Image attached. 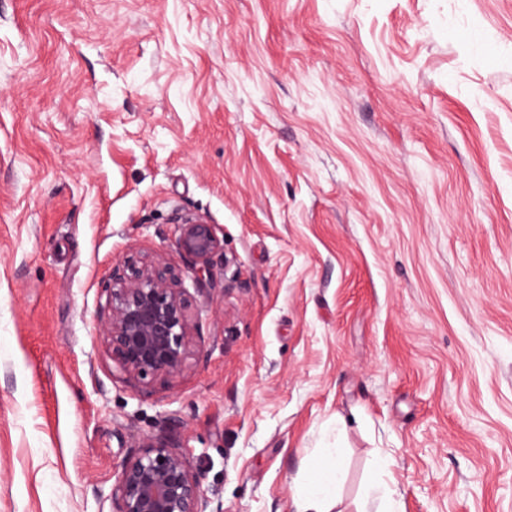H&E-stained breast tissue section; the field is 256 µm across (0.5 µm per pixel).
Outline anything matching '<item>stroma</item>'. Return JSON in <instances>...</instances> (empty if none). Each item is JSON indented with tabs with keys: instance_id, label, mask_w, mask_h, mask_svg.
<instances>
[{
	"instance_id": "stroma-1",
	"label": "stroma",
	"mask_w": 512,
	"mask_h": 512,
	"mask_svg": "<svg viewBox=\"0 0 512 512\" xmlns=\"http://www.w3.org/2000/svg\"><path fill=\"white\" fill-rule=\"evenodd\" d=\"M133 253L202 349L148 393L99 340ZM148 437L222 512L326 447L332 512H512V0H0V512H112ZM180 220V247L193 263L196 283L202 284L208 277L210 260L222 250L223 241L211 224L189 217Z\"/></svg>"
}]
</instances>
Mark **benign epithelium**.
I'll use <instances>...</instances> for the list:
<instances>
[{
  "label": "benign epithelium",
  "mask_w": 512,
  "mask_h": 512,
  "mask_svg": "<svg viewBox=\"0 0 512 512\" xmlns=\"http://www.w3.org/2000/svg\"><path fill=\"white\" fill-rule=\"evenodd\" d=\"M179 242L196 283H203L223 241L211 225L187 217ZM104 292L100 337L115 371L144 390L180 378L200 354L192 296L180 274L161 259L130 255L112 268ZM209 505L187 453L164 438H147L130 451L112 487V512H207Z\"/></svg>",
  "instance_id": "1"
}]
</instances>
